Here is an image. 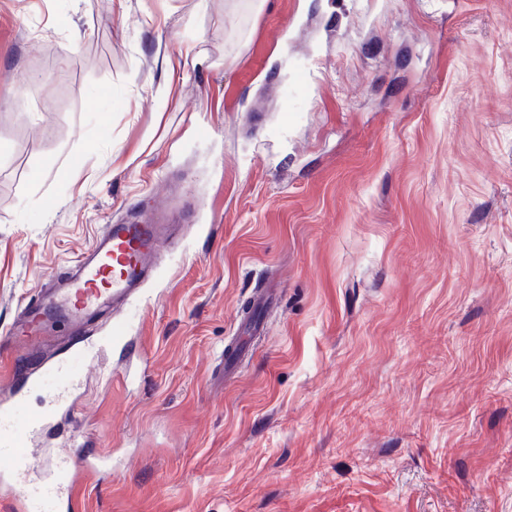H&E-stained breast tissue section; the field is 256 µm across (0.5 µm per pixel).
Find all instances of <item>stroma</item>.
<instances>
[{
  "label": "stroma",
  "instance_id": "obj_1",
  "mask_svg": "<svg viewBox=\"0 0 512 512\" xmlns=\"http://www.w3.org/2000/svg\"><path fill=\"white\" fill-rule=\"evenodd\" d=\"M165 206L69 512H512V0H0V333Z\"/></svg>",
  "mask_w": 512,
  "mask_h": 512
}]
</instances>
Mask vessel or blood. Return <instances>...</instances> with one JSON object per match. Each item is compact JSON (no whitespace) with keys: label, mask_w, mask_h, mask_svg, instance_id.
I'll list each match as a JSON object with an SVG mask.
<instances>
[{"label":"vessel or blood","mask_w":512,"mask_h":512,"mask_svg":"<svg viewBox=\"0 0 512 512\" xmlns=\"http://www.w3.org/2000/svg\"><path fill=\"white\" fill-rule=\"evenodd\" d=\"M170 219V214L157 212L146 219L106 225L70 276L61 278L58 287L39 288L20 309L6 331L9 342L47 335L62 320L74 335L83 336L90 325L136 297L157 273V257L172 237ZM10 367L17 386L0 398V487L9 488L19 479L26 482L25 497L12 500L13 512H22L28 500L42 496L54 498L57 512H68L83 477L95 472V465L75 467L62 457L40 471L32 463L31 445L52 421L71 410L80 376L64 360L55 362L46 375L27 362L14 360ZM35 385L46 388L49 398L38 414L28 411L25 398L26 389Z\"/></svg>","instance_id":"b4317fda"}]
</instances>
